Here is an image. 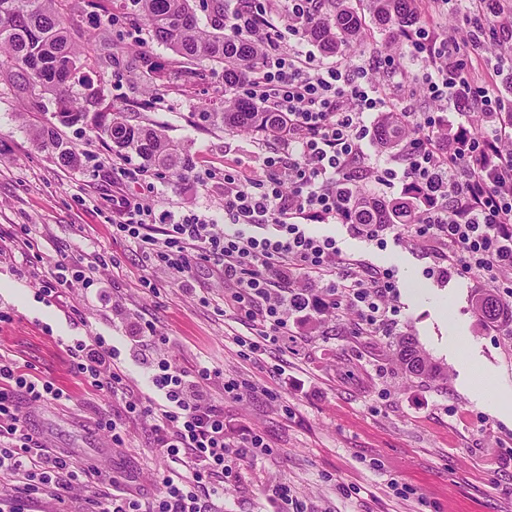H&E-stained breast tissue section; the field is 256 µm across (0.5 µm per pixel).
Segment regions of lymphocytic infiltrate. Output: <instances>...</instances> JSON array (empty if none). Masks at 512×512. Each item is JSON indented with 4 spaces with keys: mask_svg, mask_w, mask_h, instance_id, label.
<instances>
[{
    "mask_svg": "<svg viewBox=\"0 0 512 512\" xmlns=\"http://www.w3.org/2000/svg\"><path fill=\"white\" fill-rule=\"evenodd\" d=\"M324 0H240L224 18V32L259 42L261 59L245 71L235 92L273 112L277 142L263 159L266 176L224 172L225 228L196 215L160 224L144 193L152 184L133 173L140 190L116 198L122 216L115 234L135 240L150 260L189 279L197 261L211 264L230 292L228 309L254 324L251 351L291 338L290 317L307 308L341 300L356 312L353 333L393 335L399 325V286L388 270L375 269L344 253L333 237L306 234L305 221L350 225L368 242L379 241L380 224H362L345 199L346 186L366 179L364 143L373 137L363 116L378 111L381 73L372 67L327 65L310 52L293 50L317 21ZM414 59L430 66L422 84L430 98L452 103L469 125L439 134L422 112H407L411 135L398 142L400 170H385L384 181L401 178L405 194L425 208L412 238L435 263L429 274L443 281L466 273L484 285L512 284V110L471 75V44L465 38L433 40L426 26L403 29ZM82 260L67 254L38 277L41 292L60 299L65 288L85 280ZM320 293H312V286ZM132 347L152 370L161 401L129 399V387L112 345L102 336L73 339L66 354L74 376L89 389L122 401L123 415L153 421L157 448L191 470L164 476L162 494L135 489L104 493L90 512H213V495L229 472L224 407L208 385L215 369L187 370L155 358L152 336H132ZM64 396L53 380L34 373L26 360L0 351V480L26 497L65 503L88 465L48 447L31 425L28 409ZM123 415L109 414L98 425L121 443Z\"/></svg>",
    "mask_w": 512,
    "mask_h": 512,
    "instance_id": "f902f5d3",
    "label": "lymphocytic infiltrate"
}]
</instances>
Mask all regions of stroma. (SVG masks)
Wrapping results in <instances>:
<instances>
[{"instance_id":"stroma-1","label":"stroma","mask_w":512,"mask_h":512,"mask_svg":"<svg viewBox=\"0 0 512 512\" xmlns=\"http://www.w3.org/2000/svg\"><path fill=\"white\" fill-rule=\"evenodd\" d=\"M133 11L132 0H100L97 8L75 13L72 29L98 60L92 89L136 121L162 124L170 140L188 147L193 168L186 178L160 171L153 179L157 218L196 214L223 224L225 166L256 179L266 175L257 134L202 122L199 112L224 99L221 76L177 72L172 52L148 31L113 26V16ZM364 34L361 47L336 54V61L356 66L388 58L424 79L422 62L412 60L391 33L368 22ZM114 42L126 60L118 68L109 58ZM475 48L484 66L500 67L512 52V18L479 30ZM145 52L161 70L151 88L128 65ZM55 111L51 101L23 94L0 76V235L36 234L42 252L35 263L19 253L0 258V347L71 391V400L31 408L52 444L80 449L121 484L160 494L174 464L154 448L149 419L127 423L124 447H113L95 422L100 414L120 412L119 402L79 389L59 345L74 336L106 337L128 383L147 397L154 390L128 338L151 323L167 339L159 357L187 368L215 367L225 379L257 389L241 400L214 393L233 433H256L265 441L225 478L214 499L219 512H512V409H501L512 406V344L482 321L473 279L431 278L432 259L400 226H388L383 245L376 246L346 225L309 223L310 234L335 237L344 251L395 271L396 333L352 334L355 312L341 305L295 322L296 349L275 343L251 353L244 341L253 334L252 322L224 316V287L207 267H199L192 288L171 285L167 269L147 261L133 240L113 234L112 167L134 171L139 159L120 155L89 127L61 124ZM43 125L76 147L80 168L61 167L38 149L32 131ZM64 253L90 260L100 253L123 255L122 272L100 267L92 273L110 288L111 305H101L93 289L79 282L59 302L41 294L39 270ZM407 336L437 365L439 377L406 374L396 349ZM473 361L489 379L488 394L470 387ZM283 481L294 496L286 509L260 493Z\"/></svg>"}]
</instances>
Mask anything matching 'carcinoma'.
Masks as SVG:
<instances>
[{"instance_id":"obj_1","label":"carcinoma","mask_w":512,"mask_h":512,"mask_svg":"<svg viewBox=\"0 0 512 512\" xmlns=\"http://www.w3.org/2000/svg\"><path fill=\"white\" fill-rule=\"evenodd\" d=\"M73 9L80 4L93 6L97 0H0V69H17L30 95L50 98L58 108L60 121L68 125H89L96 133L106 136L120 154L132 153L142 160L143 168L164 170L176 178L192 169V158L186 147L170 141L160 126L133 122L124 110L109 104L101 106L94 93L79 96L70 82L83 70L92 69L89 46L77 43L71 35L72 18L67 3ZM137 7L130 25L143 24L152 39L165 45L182 64L208 62L212 72H221L224 87L233 86L240 75L253 65L263 52L262 46L244 38L224 34L223 0H211L209 22L199 25L190 0H133ZM327 12L308 31L307 37L327 53L340 47L358 46L363 41L362 17L348 5V0H326ZM366 9L379 28L392 31L415 25L420 17L416 0H366ZM134 68L146 81L158 72L157 64L147 54L138 57ZM201 118L227 131L262 128L269 134L278 132L273 113L256 104L231 97L224 98L217 109L206 110ZM403 129L399 114L392 112L380 117L375 141L377 147L390 150ZM38 147L48 152L58 163L69 168L81 166V155L56 135L51 127L35 131ZM362 224H419L422 212L407 201L373 200L364 197L356 186L346 190ZM485 303L480 316L487 324H498L503 318L512 320V311L505 309L493 288L479 293ZM397 355L404 369L415 377H433L437 367L415 345L412 339L398 342Z\"/></svg>"}]
</instances>
